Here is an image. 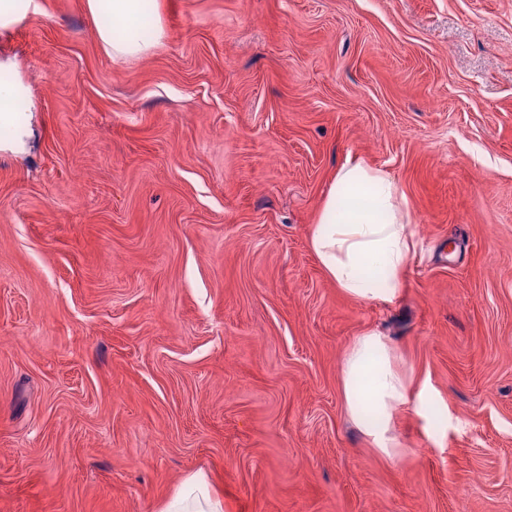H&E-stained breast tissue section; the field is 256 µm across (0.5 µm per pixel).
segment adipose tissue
I'll return each mask as SVG.
<instances>
[{
	"label": "adipose tissue",
	"mask_w": 512,
	"mask_h": 512,
	"mask_svg": "<svg viewBox=\"0 0 512 512\" xmlns=\"http://www.w3.org/2000/svg\"><path fill=\"white\" fill-rule=\"evenodd\" d=\"M95 37L112 59L140 58L164 40L158 0H85ZM0 60V151L25 154L34 135L38 105ZM404 194L382 169L350 158L328 190L310 236V247L337 288L351 298L390 302L404 285L416 249ZM345 408L365 442L380 457L400 461L405 451L395 434V414L427 417L433 402L428 382H416L401 367L387 336L370 329L347 345L341 363ZM157 512H224V489L210 476H187Z\"/></svg>",
	"instance_id": "ef3b65f1"
}]
</instances>
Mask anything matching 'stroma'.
<instances>
[{"label": "stroma", "instance_id": "1", "mask_svg": "<svg viewBox=\"0 0 512 512\" xmlns=\"http://www.w3.org/2000/svg\"><path fill=\"white\" fill-rule=\"evenodd\" d=\"M0 28L41 103L0 154V512H512V0H159L109 58L84 0ZM406 197L392 302L310 235L347 158ZM379 329L428 381L372 453L340 363ZM156 512H224V488L202 472L192 474L158 504Z\"/></svg>", "mask_w": 512, "mask_h": 512}]
</instances>
